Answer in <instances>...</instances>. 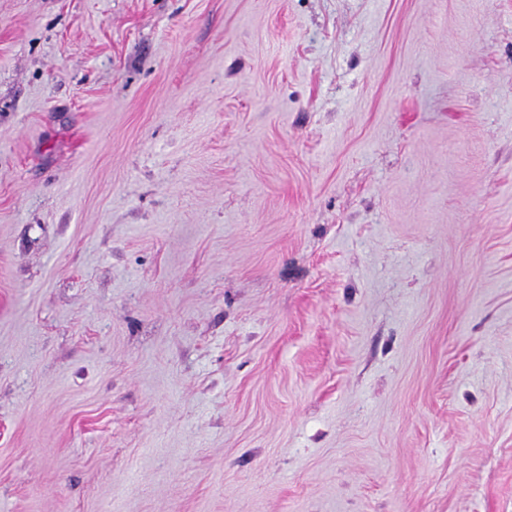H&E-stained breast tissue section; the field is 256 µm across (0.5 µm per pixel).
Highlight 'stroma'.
I'll list each match as a JSON object with an SVG mask.
<instances>
[{"instance_id": "35a3bbf8", "label": "stroma", "mask_w": 512, "mask_h": 512, "mask_svg": "<svg viewBox=\"0 0 512 512\" xmlns=\"http://www.w3.org/2000/svg\"><path fill=\"white\" fill-rule=\"evenodd\" d=\"M0 512H512V0H0Z\"/></svg>"}]
</instances>
